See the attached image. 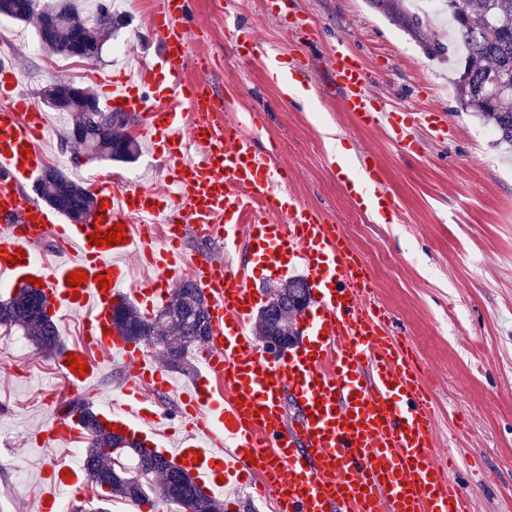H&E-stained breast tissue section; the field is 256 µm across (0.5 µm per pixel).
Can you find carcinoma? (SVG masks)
<instances>
[{"mask_svg": "<svg viewBox=\"0 0 512 512\" xmlns=\"http://www.w3.org/2000/svg\"><path fill=\"white\" fill-rule=\"evenodd\" d=\"M466 51L465 66L456 81L466 109L477 114L495 135L497 146L512 151V0H445ZM0 15L19 22H33L40 15L49 24L37 25L43 48L70 55L81 42L95 49L121 18L101 2L88 18H82L68 0H0ZM55 111L69 114L65 145H77L105 160H131L136 140L125 128L128 118L116 119L105 111L87 87L59 80L42 92ZM39 198L72 221H87L95 199L85 188L57 168L46 170L39 180ZM307 285L291 280L268 289L270 302L262 310L257 334L263 340H289L295 317L307 299ZM113 323L127 339L147 345L164 367L186 372L189 355L208 341L209 328L203 293L184 281L172 290L167 304L150 319L135 305L122 301ZM0 326L23 332L34 347L52 352L60 347L58 329L46 310L41 292L24 286L0 302ZM78 415L89 441L83 455L92 483L107 489L100 500L111 497L134 504L148 501L149 493L166 496L189 512H224V505L205 493L188 474L166 464L142 444L112 433L83 399L69 403Z\"/></svg>", "mask_w": 512, "mask_h": 512, "instance_id": "carcinoma-1", "label": "carcinoma"}]
</instances>
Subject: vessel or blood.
<instances>
[{
  "label": "vessel or blood",
  "mask_w": 512,
  "mask_h": 512,
  "mask_svg": "<svg viewBox=\"0 0 512 512\" xmlns=\"http://www.w3.org/2000/svg\"><path fill=\"white\" fill-rule=\"evenodd\" d=\"M191 5L154 0L148 23L161 43L165 71L141 65L132 77L102 83L106 108L136 117L168 172V187L91 180L97 205L86 224L62 223L56 210L27 191L46 163L41 142L47 123L19 92L15 65L0 61V285L38 279L51 311L81 313L80 344L65 348L56 361L68 390L83 394L106 361L120 360L124 383L101 419L125 439L152 447L207 491L251 483L259 496L275 500L277 512H471L452 472L432 457L435 408L424 372L410 344L393 335L362 256L340 226L283 187V172L270 166L255 138L224 119L227 107L210 82L185 79V71L199 65L190 46L205 34L191 20ZM331 56L332 86L344 111L357 125L379 124L381 109L361 58L344 40ZM388 131L401 153L417 152L404 122L389 121ZM364 173L361 180L341 174L343 190L355 201L370 199L376 215L391 219L396 204L379 166L367 163ZM163 214L172 221L165 242L134 222ZM117 225L121 244H92V236ZM188 234L228 251L246 246L250 263L235 266L204 255L183 263ZM42 237L54 240V259L31 252ZM288 259L303 263L313 308L302 319L299 344L274 353L250 334L252 282L281 276ZM130 260L151 262L156 271L135 292L145 309L185 276L206 295L210 336L199 355L202 372L181 395L177 416L185 429L173 448L157 439L173 415L148 399L149 390H170L172 380L142 345L112 325ZM77 271L88 278L75 288L66 278ZM100 274L108 278L103 289ZM72 356L86 374L69 368ZM219 381L220 393L214 388ZM288 398L298 410L292 424L285 421ZM81 434L78 420L55 403L33 441L50 448ZM88 480L83 466L44 459L37 512H60Z\"/></svg>",
  "instance_id": "obj_1"
}]
</instances>
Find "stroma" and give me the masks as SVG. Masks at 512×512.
Segmentation results:
<instances>
[{
    "mask_svg": "<svg viewBox=\"0 0 512 512\" xmlns=\"http://www.w3.org/2000/svg\"><path fill=\"white\" fill-rule=\"evenodd\" d=\"M121 28L99 57L59 74L53 53L32 54L34 24L11 23L24 39L15 43L21 85L40 110L43 87L67 79L99 90L123 63H161L147 11L135 0H114ZM317 25V38L293 27L287 12L268 13L264 0H236L237 38H230L215 0H193L207 29L195 53L211 60L209 81L238 89L230 117L252 132L270 164L286 171V185L303 203L343 225L349 243L369 266L374 296L389 313L395 335L407 338L431 377L436 403L435 454L451 450L456 478L469 492L473 512H512V158L493 147V135L461 104L455 84L464 67L454 24L441 0H300ZM348 39L372 77L385 107H416L439 116L443 135L426 123L414 134L416 154L402 155L384 127L356 125L327 87L330 51ZM256 40L278 49L285 66L304 65L306 102L289 99L263 62L238 55L234 41ZM117 43L126 60L113 57ZM349 149L352 165L372 157L393 193L397 215L377 222L346 196L330 146ZM129 162L88 159L60 137L43 142L72 180L88 185L107 175L120 185L163 183L152 145ZM21 332L0 329V413L10 429L0 434V512H36L29 485L39 476L40 454L32 432L46 402L65 393L56 357L35 348L15 353Z\"/></svg>",
    "mask_w": 512,
    "mask_h": 512,
    "instance_id": "35a3bbf8",
    "label": "stroma"
}]
</instances>
